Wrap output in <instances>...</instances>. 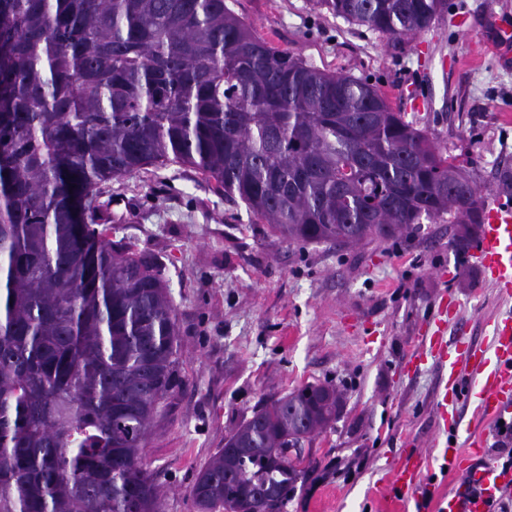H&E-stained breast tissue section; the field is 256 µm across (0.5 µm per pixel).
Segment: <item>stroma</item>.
Returning a JSON list of instances; mask_svg holds the SVG:
<instances>
[{
    "mask_svg": "<svg viewBox=\"0 0 512 512\" xmlns=\"http://www.w3.org/2000/svg\"><path fill=\"white\" fill-rule=\"evenodd\" d=\"M246 23L306 63L377 83L408 119L496 192L512 167V59L487 43L512 0H448L418 37L391 45L377 32L312 8L309 0H227ZM426 101L411 108L413 95ZM111 240L159 256L177 314L179 385L144 461L166 489L163 512H196L199 467L265 403L307 383L335 385L344 404L304 452L313 461L285 512H396L385 483L404 452L422 453L440 491L433 400L442 373L403 362L422 329L455 299L446 339L488 341L512 313L466 253L454 225L424 223L410 238L352 247L291 244L256 222L239 199L192 169L148 168L113 180L100 198Z\"/></svg>",
    "mask_w": 512,
    "mask_h": 512,
    "instance_id": "1",
    "label": "stroma"
}]
</instances>
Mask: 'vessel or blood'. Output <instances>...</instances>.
<instances>
[{
    "label": "vessel or blood",
    "instance_id": "1",
    "mask_svg": "<svg viewBox=\"0 0 512 512\" xmlns=\"http://www.w3.org/2000/svg\"><path fill=\"white\" fill-rule=\"evenodd\" d=\"M470 258L485 281L502 297L512 298V201L489 196L483 222L472 243ZM430 364L444 371L434 396L440 429L436 439L442 466L463 472L453 491L440 493L424 480V458L405 456L391 474L385 491L413 512H493L500 492L512 491V465L488 461L485 438L461 439L456 416L460 403L476 400L477 417L484 423L512 425V314L498 318L489 345L466 336L448 344L441 327L421 336L417 357L407 361L414 370Z\"/></svg>",
    "mask_w": 512,
    "mask_h": 512
}]
</instances>
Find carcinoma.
<instances>
[{
	"instance_id": "1",
	"label": "carcinoma",
	"mask_w": 512,
	"mask_h": 512,
	"mask_svg": "<svg viewBox=\"0 0 512 512\" xmlns=\"http://www.w3.org/2000/svg\"><path fill=\"white\" fill-rule=\"evenodd\" d=\"M391 43L448 0H312ZM191 168L288 243L483 223L476 174L381 88L274 47L226 0H0V512H163L143 463L179 378L152 253L107 239L101 185ZM342 394L307 384L224 439L197 512H283Z\"/></svg>"
}]
</instances>
